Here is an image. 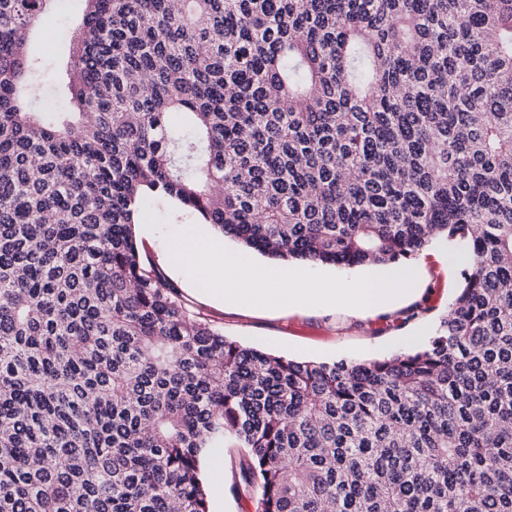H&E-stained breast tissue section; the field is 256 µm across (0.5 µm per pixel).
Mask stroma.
<instances>
[{"label":"stroma","mask_w":512,"mask_h":512,"mask_svg":"<svg viewBox=\"0 0 512 512\" xmlns=\"http://www.w3.org/2000/svg\"><path fill=\"white\" fill-rule=\"evenodd\" d=\"M83 7L82 0H69L65 11L47 14L33 33L31 48L48 65L45 83H53L57 70L65 68L67 33L77 28ZM454 252L448 242H435L410 263L416 272V294L365 317L336 307L261 309L223 304L196 288L183 272L170 268L166 274L226 336L292 358L369 360L427 340L462 280L461 268L452 260ZM213 461L224 485L223 512H255L253 490L233 486L229 452Z\"/></svg>","instance_id":"35a3bbf8"}]
</instances>
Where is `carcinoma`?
Returning <instances> with one entry per match:
<instances>
[{
	"mask_svg": "<svg viewBox=\"0 0 512 512\" xmlns=\"http://www.w3.org/2000/svg\"><path fill=\"white\" fill-rule=\"evenodd\" d=\"M0 0V512H512V0ZM164 199L276 261L458 243L427 342L295 360L192 309L142 251ZM83 7L84 2L81 0H69L64 12L47 14L32 35V50L47 61L48 70L44 74V81L48 85L55 80L57 70L66 66L70 49V43L66 41L67 33L70 28V36L73 38ZM230 455L236 456V448H225L220 455H213L217 479L224 485L223 512H255L254 492L240 486L232 489L233 478L230 469Z\"/></svg>",
	"mask_w": 512,
	"mask_h": 512,
	"instance_id": "1",
	"label": "carcinoma"
}]
</instances>
